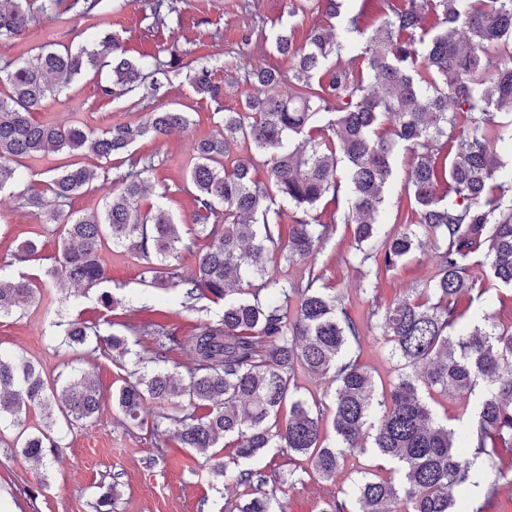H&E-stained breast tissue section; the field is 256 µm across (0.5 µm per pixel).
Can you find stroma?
<instances>
[{
    "instance_id": "35a3bbf8",
    "label": "stroma",
    "mask_w": 512,
    "mask_h": 512,
    "mask_svg": "<svg viewBox=\"0 0 512 512\" xmlns=\"http://www.w3.org/2000/svg\"><path fill=\"white\" fill-rule=\"evenodd\" d=\"M70 2L60 0L52 11L35 13L22 36L0 35V65L27 60L48 44L92 49L109 32L121 40L128 58L149 65L157 59L168 60L167 48L177 42L197 62L213 65L217 79L223 82L220 105L195 93L184 70L170 72L158 94L140 87L118 90L105 98L100 87L110 81L112 73L110 67L101 65L61 85L34 114L42 124L68 122L101 131L117 123H144L150 112L163 106L188 112L192 123L187 130L145 136L131 153L154 156L157 165L142 208L160 206L177 222L191 223L195 205L188 172L194 160L193 145L218 130L223 112L239 109L249 91L245 73L257 57L256 46L250 45L239 57L227 58L225 45L238 40L248 25L271 34L289 25L309 26L311 17L291 16L292 0H177L182 27L156 34L150 30V0H112L111 7L88 15L70 10ZM69 160L63 152L27 159L14 193L0 194V273L26 275L40 282L32 302L0 317V353L25 356L50 379L68 376L75 369L92 371L105 399L93 420L62 426L60 448L39 467L12 446L19 429L31 431L40 426L39 409L27 410L20 426L0 430V512H94L96 499L107 492L113 497L112 512H230L237 501L235 492L227 477L215 473L212 461L174 442L166 448L155 447L148 427L126 422L113 406L110 394L124 372L111 353L90 345L73 349L61 343L67 321L111 319V312L99 300L103 290L124 299L125 320L162 314L186 334L200 322L219 320L224 311L223 302L205 298L188 302L179 290L151 286L144 280L145 261L124 247L102 251L106 280L100 289L86 292L48 277L58 253L56 224L48 213L25 207L24 198L43 192L49 176ZM80 163L94 171V186L67 200L63 208L80 215L103 212L105 184L114 178L116 164L92 155L82 156ZM410 165V154L398 152L378 218L389 235L400 232L396 214L408 208ZM26 239L38 242L36 257L24 264L12 263V251ZM353 245L351 232L339 227L318 249L312 265L321 274L318 287L340 292L355 318L366 317L372 304L386 307L411 290L424 288L433 275L430 250L414 251L397 269L380 271L370 262L358 264ZM466 315L512 329V288L489 283L487 292L468 304ZM361 360L382 382L394 379L397 363L389 356L379 326L364 331ZM251 467L264 473L268 489L287 512H321L330 495L351 492L355 478L345 468L332 479L313 474L289 482L288 456L274 448L252 460Z\"/></svg>"
}]
</instances>
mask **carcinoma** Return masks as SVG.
Here are the masks:
<instances>
[{"label": "carcinoma", "mask_w": 512, "mask_h": 512, "mask_svg": "<svg viewBox=\"0 0 512 512\" xmlns=\"http://www.w3.org/2000/svg\"><path fill=\"white\" fill-rule=\"evenodd\" d=\"M0 0V35H22L34 9L47 11L56 0ZM298 0L290 15L322 14L336 20L326 30L314 22L295 40V28L268 39L260 28L243 31L240 44L273 42L289 61L288 69L256 63L245 82L253 91L238 111L226 112L217 133L195 143L189 174L195 212L193 224L176 223L164 210H139L147 191L150 158L130 160L106 193L103 213L57 212L63 226L60 256L48 270L90 290L105 279L100 254L108 243L125 246L148 263L150 284L177 288L190 301H224L217 322H203L190 335L161 320L125 323L126 334H104L100 325L71 321L62 343L112 348L121 366L131 362L112 392V403L133 424H151L157 444L175 439L180 447L215 460L222 475L220 440L234 448L235 486L255 488L241 512H285L274 493L265 492L261 472L239 468L268 448H282L303 472L329 479L345 463L372 450L395 462L398 479L363 469L350 497H331L322 512H486L512 485V330L472 321L461 327L464 300H473L477 283L491 276L512 286V166L497 150L512 153V0ZM154 24L178 13L176 0H151ZM360 43L359 64L341 63L344 51ZM169 60L150 70L125 57L111 35L99 48L42 47L30 60L1 67L0 191L17 184L22 161L66 151L109 160L123 156L140 137L186 130L189 113L164 108L146 123L114 124L95 132L70 123L40 124L33 118L67 81L110 58L112 88L148 84L152 94L163 78L183 67L176 47ZM207 65L189 68L195 92L220 104L224 84ZM288 85V95L277 88ZM412 156L408 172L410 207L399 224L419 228L381 239L378 217L384 189L394 174L399 150ZM266 169V179L253 171ZM93 174L65 167L46 182L45 194L66 200L87 190ZM347 197L341 216L351 225L359 264L372 260L395 269L427 239L435 271L423 293L400 299L377 317L391 357L406 372L391 382L389 395L376 399L375 380L360 361L363 323L353 318L342 294L316 288L315 266L305 287L265 277L268 255L281 250L286 261L315 254L335 231L317 206L339 194ZM278 196L302 210L288 225L273 208ZM198 250L194 270L171 264L182 252ZM38 252L32 239L13 251L18 263ZM262 279L258 287L253 281ZM36 284L0 277V315L34 298ZM296 304H291V299ZM155 338L151 357L129 346L128 336ZM189 354L192 366L182 374L168 369L170 352ZM335 384L330 404L309 405L297 395L298 370ZM439 389L465 399L481 389L474 405H463V426L439 422L423 391ZM95 375L82 370L49 382L28 359L0 358V426H15L23 411L42 410L45 428L19 431L16 447L40 465L59 447L57 416L90 420L101 406ZM155 405L152 419L146 403ZM289 404L288 419L278 414ZM331 417L334 439L325 435ZM179 426L175 435L165 422ZM495 463L487 484L476 464Z\"/></svg>", "instance_id": "carcinoma-1"}]
</instances>
